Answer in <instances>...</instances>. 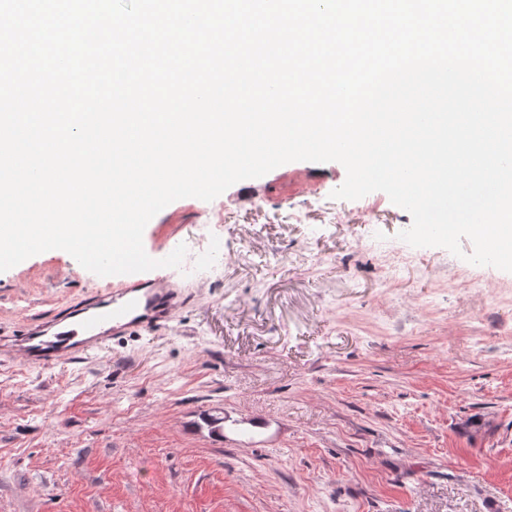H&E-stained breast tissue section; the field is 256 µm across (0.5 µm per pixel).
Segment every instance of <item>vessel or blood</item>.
Returning a JSON list of instances; mask_svg holds the SVG:
<instances>
[{"mask_svg":"<svg viewBox=\"0 0 512 512\" xmlns=\"http://www.w3.org/2000/svg\"><path fill=\"white\" fill-rule=\"evenodd\" d=\"M184 302L168 277L149 281L128 276L124 288L68 306L49 320L24 324L20 331L27 363L51 365L100 348L109 337L167 325Z\"/></svg>","mask_w":512,"mask_h":512,"instance_id":"1","label":"vessel or blood"}]
</instances>
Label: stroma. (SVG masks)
<instances>
[{"instance_id":"obj_1","label":"stroma","mask_w":512,"mask_h":512,"mask_svg":"<svg viewBox=\"0 0 512 512\" xmlns=\"http://www.w3.org/2000/svg\"><path fill=\"white\" fill-rule=\"evenodd\" d=\"M345 178L294 161L172 202L145 251L199 253L215 210L224 264L167 269L169 326L53 365L0 353V512H512V272L395 262L410 214L332 199ZM108 282L31 256L0 272V333Z\"/></svg>"}]
</instances>
